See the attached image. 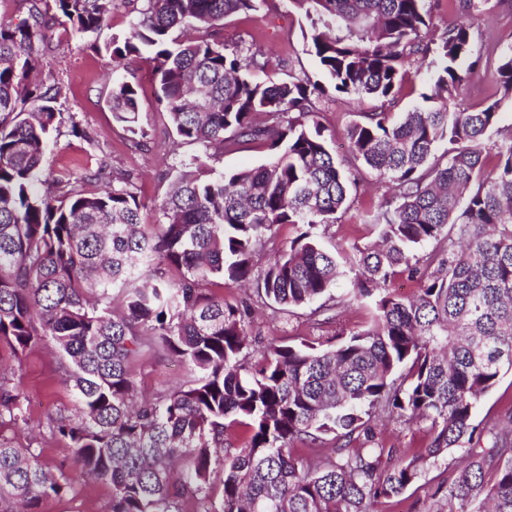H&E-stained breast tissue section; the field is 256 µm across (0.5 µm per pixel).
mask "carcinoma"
<instances>
[{
    "instance_id": "cac0c4a2",
    "label": "carcinoma",
    "mask_w": 512,
    "mask_h": 512,
    "mask_svg": "<svg viewBox=\"0 0 512 512\" xmlns=\"http://www.w3.org/2000/svg\"><path fill=\"white\" fill-rule=\"evenodd\" d=\"M29 2L26 19L0 24V346L16 360L53 349L74 401L47 418L46 434L112 487L110 512H370L463 447L441 510L467 512L483 495L488 512H512V413L473 423L480 398L512 369V124L500 126L496 101L455 102L482 64L471 26L428 37L431 0H289L309 20L302 35L324 83L224 41V21L261 18L267 0H144L123 41L91 45L112 60V117L134 145L147 140L141 87L124 75L146 52L170 130L201 153L176 168L163 221L142 224L128 175L94 192L98 173L87 169L39 177L67 94L45 57L48 32L63 21L94 33L114 0ZM487 2L448 7L469 17ZM408 64L427 75L430 106L398 112ZM491 76L512 96V46ZM330 87L376 101L346 128L347 168L317 120ZM253 143L270 151L257 166L208 164L213 148ZM365 170L390 191L361 218L376 239L327 249L317 230L349 210ZM285 224L300 232L255 271ZM350 273L348 291L333 294ZM405 273L419 284L409 299L389 288ZM226 279L254 280L273 311L308 308L324 323L364 301L372 322L325 344L272 343L251 362L249 305L207 288ZM148 353L184 363L191 378L142 397L135 366ZM380 413L427 424L426 447L404 456L379 447ZM27 425L25 398L1 368L0 512H38L74 491L42 448L16 441ZM235 426L248 435L241 448L228 435Z\"/></svg>"
}]
</instances>
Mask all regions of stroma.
Masks as SVG:
<instances>
[{
	"mask_svg": "<svg viewBox=\"0 0 512 512\" xmlns=\"http://www.w3.org/2000/svg\"><path fill=\"white\" fill-rule=\"evenodd\" d=\"M134 18L125 0H116L111 19L94 34L69 35L56 29L55 41L59 48L48 57L54 73L67 87L63 102L67 118L56 133L57 143L42 162L41 176L49 178L68 168H91L100 171L103 180H111L113 173L130 172L134 190L144 201L140 213L145 224H157L162 220L159 210L165 198L169 182L180 161L199 151L193 144L173 142L167 133L165 113L156 111L152 93L150 65L135 60L130 72L142 88L139 111L144 124L152 135L146 146L133 147L129 135L112 118L108 93L112 86V62L108 56L99 55L90 48L91 43H105L112 38H124ZM308 26L304 16L294 12L286 0H269L264 16L252 19L237 16L224 26V38L228 43L262 48L273 57L290 59L294 71H306L318 76L319 71L312 56L306 50L302 32ZM476 39L487 47L512 45V6L502 0H489L484 16L471 23ZM458 100L462 105L474 107L498 102L503 124L512 123V98L502 95L493 79L477 71L463 86ZM373 102L353 95L329 93L317 109L319 120L325 129L328 145L337 158H345L344 133L356 113L369 111ZM388 193L385 183L375 175H366L360 182L356 199L351 208L339 214L322 236L328 247L365 245L372 236L359 216L379 208ZM225 300L232 303L253 304L251 323L253 335L260 342L251 349L253 358H260L264 343L278 341L288 343L298 336L328 339L337 332L364 329L370 322L371 310L364 304H355L340 312L334 323L314 325L307 316L276 313L258 306L252 289L233 282H225L220 290ZM187 377L186 369L174 360L157 355H146L137 365V378L146 393L164 388H175ZM14 383L26 398L29 424L17 434L20 443H28L38 437L40 427L47 416L56 410L71 406L73 393L57 372L56 359L51 348L41 346L27 353L20 367L15 370ZM512 411V370L502 371L496 386L478 402L473 421L484 425L504 417ZM466 455L465 449H457L448 458L429 465L425 477L409 489L397 505H376V512H432L437 503L431 498L435 488L447 482L453 468ZM112 489L108 485L78 478L73 495L65 498H48L39 505V512H108Z\"/></svg>",
	"mask_w": 512,
	"mask_h": 512,
	"instance_id": "35a3bbf8",
	"label": "stroma"
}]
</instances>
